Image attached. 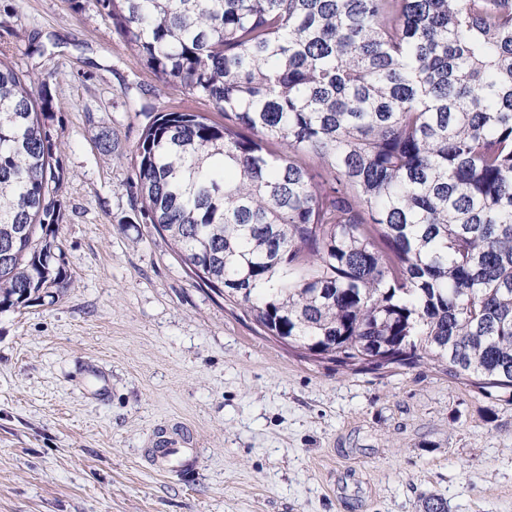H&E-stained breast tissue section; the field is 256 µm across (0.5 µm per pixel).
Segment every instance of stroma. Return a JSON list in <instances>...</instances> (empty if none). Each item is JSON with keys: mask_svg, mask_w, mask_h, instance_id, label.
Returning <instances> with one entry per match:
<instances>
[{"mask_svg": "<svg viewBox=\"0 0 512 512\" xmlns=\"http://www.w3.org/2000/svg\"><path fill=\"white\" fill-rule=\"evenodd\" d=\"M3 42L17 70L57 74L70 286L0 312V512H423L433 494L448 512H512V392L430 361L307 358L198 285L142 218L147 112L207 102L163 85L92 0H0ZM175 426L199 460L163 473L146 450Z\"/></svg>", "mask_w": 512, "mask_h": 512, "instance_id": "1", "label": "stroma"}]
</instances>
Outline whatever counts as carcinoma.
<instances>
[{
  "label": "carcinoma",
  "mask_w": 512,
  "mask_h": 512,
  "mask_svg": "<svg viewBox=\"0 0 512 512\" xmlns=\"http://www.w3.org/2000/svg\"><path fill=\"white\" fill-rule=\"evenodd\" d=\"M163 83L140 212L268 336L512 389V0H93ZM0 50V311L58 297L59 145Z\"/></svg>",
  "instance_id": "cac0c4a2"
}]
</instances>
